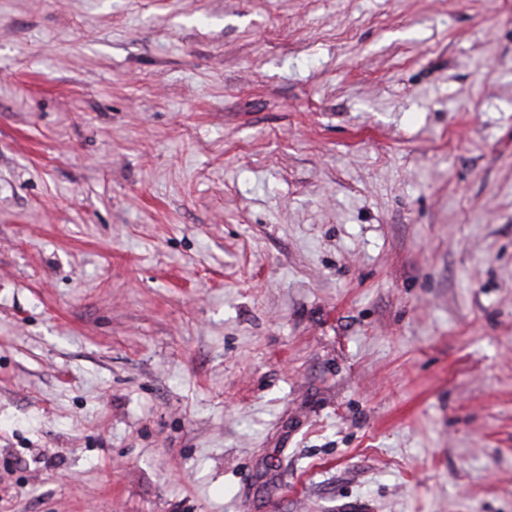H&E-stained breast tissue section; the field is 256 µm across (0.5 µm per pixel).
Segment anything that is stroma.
Instances as JSON below:
<instances>
[{"label": "stroma", "mask_w": 512, "mask_h": 512, "mask_svg": "<svg viewBox=\"0 0 512 512\" xmlns=\"http://www.w3.org/2000/svg\"><path fill=\"white\" fill-rule=\"evenodd\" d=\"M0 512H512V0H0Z\"/></svg>", "instance_id": "1"}]
</instances>
